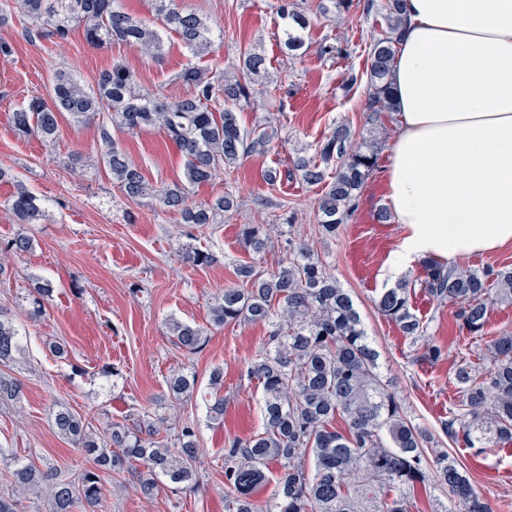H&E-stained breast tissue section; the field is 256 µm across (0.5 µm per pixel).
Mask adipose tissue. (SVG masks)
I'll list each match as a JSON object with an SVG mask.
<instances>
[{
	"mask_svg": "<svg viewBox=\"0 0 512 512\" xmlns=\"http://www.w3.org/2000/svg\"><path fill=\"white\" fill-rule=\"evenodd\" d=\"M390 96V270L511 245L512 0H404Z\"/></svg>",
	"mask_w": 512,
	"mask_h": 512,
	"instance_id": "ef3b65f1",
	"label": "adipose tissue"
}]
</instances>
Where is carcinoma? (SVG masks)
<instances>
[{
  "label": "carcinoma",
  "instance_id": "carcinoma-1",
  "mask_svg": "<svg viewBox=\"0 0 512 512\" xmlns=\"http://www.w3.org/2000/svg\"><path fill=\"white\" fill-rule=\"evenodd\" d=\"M389 31L371 35L367 81L368 110L392 111L388 76L397 51L403 0H387ZM18 13L27 18L30 36L68 39L81 27L88 43L104 47L114 42L133 45L150 58L164 50L160 30L168 29L194 56L211 52L213 26L200 11L179 6L177 0H154V21L128 12L123 0H13L0 5V24ZM286 20L281 41L286 52L304 44L306 17L280 6ZM265 72V58L257 52L244 57L237 74L191 66L180 73L189 93L172 102L142 91L137 77L117 63L99 74L97 86L87 90L73 74H56L48 97H35L12 112L10 122L21 138H36L53 145L59 138L60 118L73 124L102 116L97 164L112 176V184L132 200L157 199L181 223L202 227L224 223V214L238 210L232 192L199 206L188 204L190 188L207 183L221 172L232 174L239 161L264 152L278 137L270 119L245 129L236 108L240 100L258 92L252 79ZM153 128L175 145L183 159L179 179L154 185L136 161L112 138V130ZM312 155L295 162L293 171L303 181L322 188L319 227L333 237L354 209L358 193L377 166L374 145L358 141L350 128L337 126L310 145ZM6 210L19 224H38L44 206L20 181ZM272 224H242L244 247L262 256L271 243ZM33 240L18 233L0 245L3 261L32 250ZM285 264L271 273L252 263L235 268L237 283L225 288L210 308L211 322L226 326L240 322L268 326L264 354L247 367V375L262 390L264 426L246 439H234L224 449V512H408V495L428 484L448 489L459 512H488L460 463L446 450L433 448L434 439L408 419L395 394L379 372L378 353L370 345L361 316L348 291L329 273L305 242L288 239ZM186 262L207 267L213 254L201 248L183 252ZM420 286L440 304L457 306L456 320L480 336L489 308L498 300L512 301V269L496 272L449 269L424 262ZM54 291L49 281L37 288L30 315L45 309ZM378 310L395 321L405 335L418 339L424 325L410 311V294L399 284L383 292ZM174 345L189 355L207 341L204 329L177 319L167 322ZM26 335L13 321L0 317V363H14L25 352ZM493 366L479 371L468 362L455 365L456 400L441 430L454 443L467 448L512 442V334L490 341ZM176 400L199 396L213 424L224 421V367L211 369L207 391L199 392L194 374L176 371L167 379ZM24 384L0 375V408L16 406ZM344 427H337V420ZM55 433L89 456V466L73 479L60 478L32 463L10 459L14 492L50 493L49 512H98L106 483L123 473L137 477L140 491L150 496L168 481L174 490H191L198 481L197 462L202 453L194 424L185 422L173 446L158 440L159 430L145 418L113 422L101 432L68 408L53 418ZM313 458L314 472L305 461ZM279 469V487L265 507L254 495L268 480L269 464Z\"/></svg>",
  "mask_w": 512,
  "mask_h": 512
}]
</instances>
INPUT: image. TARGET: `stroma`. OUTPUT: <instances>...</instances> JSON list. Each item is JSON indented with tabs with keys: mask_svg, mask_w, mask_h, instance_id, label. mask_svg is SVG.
Returning a JSON list of instances; mask_svg holds the SVG:
<instances>
[{
	"mask_svg": "<svg viewBox=\"0 0 512 512\" xmlns=\"http://www.w3.org/2000/svg\"><path fill=\"white\" fill-rule=\"evenodd\" d=\"M178 2L204 11L215 23L214 47L205 65L231 75L245 52H263L268 71L264 92L244 103L238 118L246 127L275 118L279 134L267 153L241 159L233 177L221 175L191 188L194 204L227 190L241 202L223 223L201 231L181 224L158 201L136 202L113 187L110 174L95 163L99 120L62 122L61 136L52 146L19 138L8 121L32 97L47 96L57 71H68L92 88L100 72L116 62L135 72L142 90L167 101L183 97L187 88L178 75L195 57L174 33H165L164 54L154 60L122 43L92 46L79 28L58 45L27 37L17 14L0 27V40L13 47L11 55L0 56V168L22 180L46 210L42 223H15L3 208L14 187L0 182V241L19 233L33 239L32 250L11 259L7 275L0 278V311L23 324L28 336L25 362L0 368V374L25 385L20 406L0 408V448L72 478L86 460L54 433V405H67L100 430L136 407L160 421L161 435L170 439L182 422L191 421L202 448L197 489L177 493L164 486L147 498L132 477H116L104 493L102 512H224V444L250 436L263 424L261 389L246 369L264 352L268 329L247 323L212 327L209 302L235 283L238 264L277 269L286 259L285 242L293 237L312 245L351 294L379 353L380 371L408 417L459 459L491 512H512V447L459 448L440 427L456 397L450 381L455 364L468 360L486 365L489 342L512 332V303L492 305L483 335H469L459 327L453 305H439L425 296L422 262L399 273L390 271L388 259L401 242L403 228L381 216L386 201L379 173L370 175L355 209L333 237L323 235L318 226L319 187L286 176L301 147L339 125L377 143L379 159H386L398 133L396 113H382L379 122H370L366 86L346 89L350 71L366 68L372 31L387 26L385 0H374L369 12L363 9L365 0H351L348 7L326 15L319 0H293L310 20L305 52L293 61L280 48L281 0ZM328 44L337 48L334 57L321 53ZM116 138L150 182L168 183L181 176V155L158 130L120 132ZM74 151L88 160L84 176L72 174L66 164ZM271 169L283 172V179L268 183ZM243 224L274 225L271 247L262 258H254L239 241ZM191 246L210 248L215 262L200 268L182 261V251ZM44 279L52 282L54 293L42 316L32 320L30 299ZM402 281L411 289L412 312L427 326L426 341L446 350L438 363L421 360L418 345L376 308L378 296ZM172 317L207 328L209 341L201 352L188 355L172 344L166 328ZM53 343L65 347L64 357L51 353ZM217 365L224 368V422L212 425L198 402L172 403L166 379L185 368L204 386Z\"/></svg>",
	"mask_w": 512,
	"mask_h": 512,
	"instance_id": "35a3bbf8",
	"label": "stroma"
}]
</instances>
